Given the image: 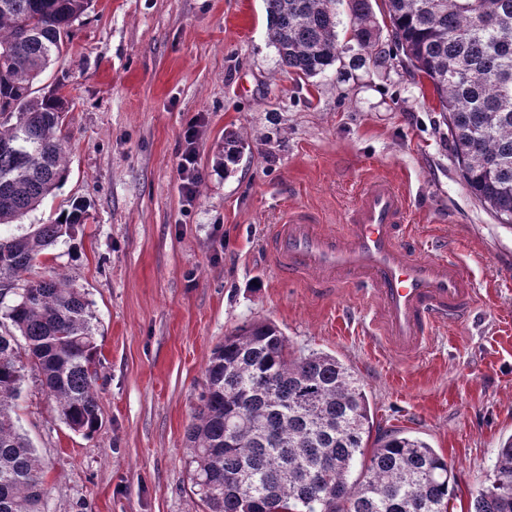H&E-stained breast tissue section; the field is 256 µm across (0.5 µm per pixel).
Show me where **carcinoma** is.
I'll list each match as a JSON object with an SVG mask.
<instances>
[{"mask_svg": "<svg viewBox=\"0 0 512 512\" xmlns=\"http://www.w3.org/2000/svg\"><path fill=\"white\" fill-rule=\"evenodd\" d=\"M268 39L305 77L339 56L336 5L360 64L378 49L372 0H264ZM391 41L431 85L465 185L512 228V0H384ZM92 0H0V512H44L43 467L15 401L39 381L61 422L101 425L98 326L84 289L40 258L88 219L74 200L49 224H21L69 177L66 84L38 86ZM244 141L224 138V163ZM192 480L208 512H449L448 461L401 430L374 428L360 380L336 356L290 350L270 321L246 322L215 346L186 432ZM471 512H512V436Z\"/></svg>", "mask_w": 512, "mask_h": 512, "instance_id": "1", "label": "carcinoma"}]
</instances>
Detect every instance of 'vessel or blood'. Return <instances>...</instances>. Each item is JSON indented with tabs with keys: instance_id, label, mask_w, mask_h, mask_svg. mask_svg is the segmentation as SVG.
<instances>
[{
	"instance_id": "vessel-or-blood-1",
	"label": "vessel or blood",
	"mask_w": 512,
	"mask_h": 512,
	"mask_svg": "<svg viewBox=\"0 0 512 512\" xmlns=\"http://www.w3.org/2000/svg\"><path fill=\"white\" fill-rule=\"evenodd\" d=\"M346 229L324 230L313 211L290 210L272 225L275 268L317 293L355 286L375 345L404 361L421 357L436 327L467 318L478 304L464 264L446 246L419 244L406 196L390 181L370 179L345 214Z\"/></svg>"
}]
</instances>
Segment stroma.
I'll return each mask as SVG.
<instances>
[{
  "label": "stroma",
  "instance_id": "35a3bbf8",
  "mask_svg": "<svg viewBox=\"0 0 512 512\" xmlns=\"http://www.w3.org/2000/svg\"><path fill=\"white\" fill-rule=\"evenodd\" d=\"M350 51L308 78L282 67L264 0H93L46 82L65 81L70 175L27 221L89 203L74 240L42 258L84 288L99 328L101 426L60 422L27 379L19 423L44 463L45 512H204L186 429L225 333L270 320L291 347L336 355L365 386L378 425L419 437L455 476L453 512L488 486L512 436V228L464 184L431 87L395 56ZM199 119L194 199L181 187V133ZM245 140L224 166V137ZM402 190L422 239L446 235L483 303L440 327L426 355L374 347L356 294L323 296L273 267L265 237L292 208L343 231L369 179Z\"/></svg>",
  "mask_w": 512,
  "mask_h": 512
}]
</instances>
